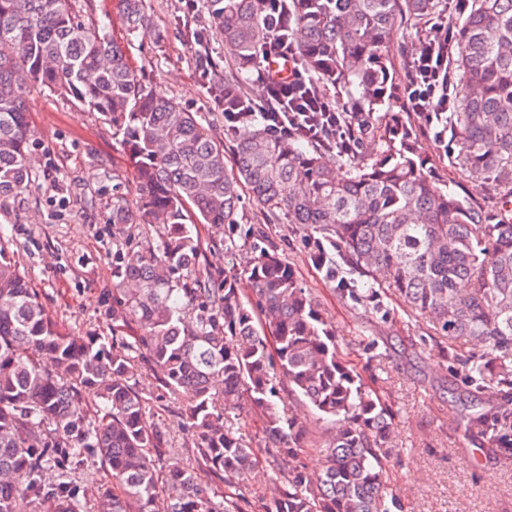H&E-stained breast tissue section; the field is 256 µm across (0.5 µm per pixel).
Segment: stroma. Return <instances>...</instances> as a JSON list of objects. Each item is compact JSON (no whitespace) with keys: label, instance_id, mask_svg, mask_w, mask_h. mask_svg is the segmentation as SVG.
<instances>
[{"label":"stroma","instance_id":"35a3bbf8","mask_svg":"<svg viewBox=\"0 0 512 512\" xmlns=\"http://www.w3.org/2000/svg\"><path fill=\"white\" fill-rule=\"evenodd\" d=\"M150 24L127 37L118 18H106L107 0H77L92 26H108L123 41L143 78L181 107L208 121L232 151L234 135L214 103L213 72L224 66V42L208 20L206 0L186 13L181 0H147ZM31 151L38 159L30 191L0 208L4 233L22 271L46 308L72 336H110L101 299L112 288V173L125 168L122 147L97 113L67 99L32 92ZM420 146L439 186L478 203L484 185L450 171L441 144L422 128ZM243 229H264L268 243L289 262L336 327L342 351L380 388L398 412V454L390 469L391 492L402 512H512V458L487 451L479 433L466 431L448 405L452 385L444 352L448 340L428 339L427 325L399 299L381 322L362 306L344 303L307 257L300 234L287 222L264 224L260 208L243 198L236 216ZM382 337L379 357L364 349Z\"/></svg>","mask_w":512,"mask_h":512}]
</instances>
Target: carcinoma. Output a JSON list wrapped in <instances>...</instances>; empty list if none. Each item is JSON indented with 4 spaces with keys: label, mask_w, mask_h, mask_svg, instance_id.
<instances>
[{
    "label": "carcinoma",
    "mask_w": 512,
    "mask_h": 512,
    "mask_svg": "<svg viewBox=\"0 0 512 512\" xmlns=\"http://www.w3.org/2000/svg\"><path fill=\"white\" fill-rule=\"evenodd\" d=\"M224 37L228 70L214 90L244 95L259 49L275 35L266 0H206ZM439 0H288L283 27L316 92L341 112L336 134L275 135L242 119L233 165L205 119L147 84L107 27L90 28L76 0H0V206L33 183V90L96 112L120 137L134 193L112 194V290L103 316L112 343L68 335L0 239V512L19 498L38 512H397L389 495L395 413L339 349L293 267L252 233L248 266L203 265L200 224L236 255L246 190L273 224L285 217L347 304L385 321L397 297L448 337L450 372L468 395L491 394L470 414L491 447L512 456V0H464L452 20L456 96L438 128L448 168L489 188L476 204L439 188L414 122L380 114L396 72L402 20H426ZM126 36L148 21L145 0H111ZM334 151L340 169L324 162ZM149 370L156 392L137 377ZM305 400L325 427L308 439L278 386ZM94 389L100 404H86ZM179 405L194 464L169 469V432L153 403ZM259 413L260 443L235 429ZM319 448L322 470L301 460ZM100 460L93 492L77 462ZM274 495L258 510L216 501L208 482L250 481L261 462Z\"/></svg>",
    "instance_id": "carcinoma-1"
}]
</instances>
